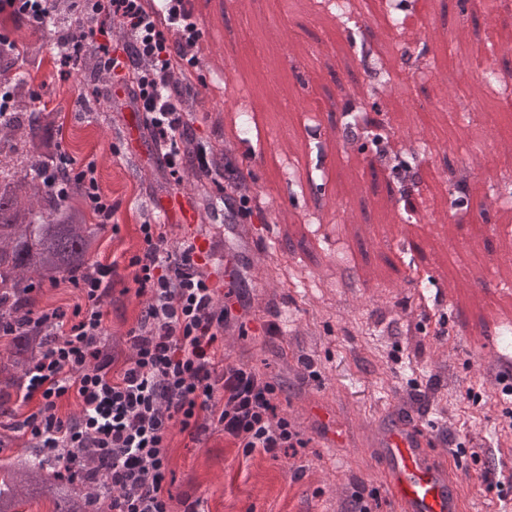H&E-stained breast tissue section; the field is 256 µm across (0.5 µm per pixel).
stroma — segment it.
Returning <instances> with one entry per match:
<instances>
[{
	"mask_svg": "<svg viewBox=\"0 0 512 512\" xmlns=\"http://www.w3.org/2000/svg\"><path fill=\"white\" fill-rule=\"evenodd\" d=\"M200 32L193 90L182 100L194 143L223 150L244 190L258 200L239 227L224 221V187L176 182L127 91L100 85L112 102L93 111L84 95L90 73L61 81L48 30L10 28L36 44L43 99L34 112L58 114L57 139L76 162L94 160L115 212L96 259L117 262L118 286H132L130 258L141 224H161L160 201L185 196L201 217L168 226L171 240L206 238L208 268L224 279V253L241 274L233 299L242 318L224 338L226 362L255 368L283 388L281 408L306 445L278 457L243 459L210 428L197 444L174 435L172 508L202 501L204 512H396L381 491V463L366 446L388 411L428 414L449 447L448 474L472 512H503L496 475L512 470V395L493 352L512 350V211L486 207L471 187L494 171L493 191L512 197V162L493 147L473 150L475 131L512 122L483 108L451 110L434 95L437 67L454 40L491 51V29L512 30V12L489 18L461 12L457 0H433L429 26L439 42H400L368 19L333 28L324 0H191ZM414 111H433L429 139H403L407 116L387 112V94ZM320 98L321 112L303 101ZM390 150L380 157L373 144ZM434 164L448 185L435 195L424 173ZM499 296L501 313L483 314ZM141 309L135 294L112 299L107 324L117 357ZM277 334H269L270 325ZM326 406L346 425L347 445L328 446L304 410Z\"/></svg>",
	"mask_w": 512,
	"mask_h": 512,
	"instance_id": "35a3bbf8",
	"label": "stroma"
}]
</instances>
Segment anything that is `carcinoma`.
Wrapping results in <instances>:
<instances>
[{
	"label": "carcinoma",
	"mask_w": 512,
	"mask_h": 512,
	"mask_svg": "<svg viewBox=\"0 0 512 512\" xmlns=\"http://www.w3.org/2000/svg\"><path fill=\"white\" fill-rule=\"evenodd\" d=\"M73 0H58L49 26L69 30L77 24ZM15 111L0 120V147L21 149L23 158L0 154V321L17 333L0 356V397L18 386L46 343V334L27 327L35 307L32 289L52 286L74 271L90 267L100 246L103 225L87 204L82 185L73 183L64 197L53 193L48 178L53 155L50 140L56 119L52 112H30L21 89L28 72L13 74ZM102 467L77 482L61 483L53 465L28 454L0 463V512H18L24 501L49 502L52 512H89L98 494Z\"/></svg>",
	"instance_id": "cac0c4a2"
}]
</instances>
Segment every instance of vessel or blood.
<instances>
[{
  "instance_id": "vessel-or-blood-1",
  "label": "vessel or blood",
  "mask_w": 512,
  "mask_h": 512,
  "mask_svg": "<svg viewBox=\"0 0 512 512\" xmlns=\"http://www.w3.org/2000/svg\"><path fill=\"white\" fill-rule=\"evenodd\" d=\"M373 446L381 459L384 488L400 512H461L459 487L448 478L451 451L427 436L417 418L386 420L377 428Z\"/></svg>"
}]
</instances>
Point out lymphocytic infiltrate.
Returning a JSON list of instances; mask_svg holds the SVG:
<instances>
[{"mask_svg": "<svg viewBox=\"0 0 512 512\" xmlns=\"http://www.w3.org/2000/svg\"><path fill=\"white\" fill-rule=\"evenodd\" d=\"M85 17L56 44L60 79H68L86 44H95L112 76L127 74L126 87L145 116L164 166L178 175L183 156L194 159L196 178L217 175L213 153L194 145L179 106L192 86L186 76L198 64L199 31L190 0H82ZM55 0H0V18L41 28ZM127 45L112 42L113 27ZM66 180L82 183L102 223L112 221V201L101 194L96 164L59 156ZM145 244L130 258L136 297L143 307L126 333L127 353L109 350L106 326L116 264L96 263L74 273L80 300L71 311L33 310L28 326L50 340L23 378L22 407L12 428L39 456L53 459L54 475L67 481L86 459L103 467L100 492L111 512H171L166 489L168 451L174 433L200 442L210 425L244 456H277L303 441L281 409L279 389L259 370L222 363L224 334L232 321L217 301L219 283L195 255L191 240L170 241L162 224H142ZM75 400L77 415L63 417L60 403Z\"/></svg>", "mask_w": 512, "mask_h": 512, "instance_id": "1", "label": "lymphocytic infiltrate"}]
</instances>
